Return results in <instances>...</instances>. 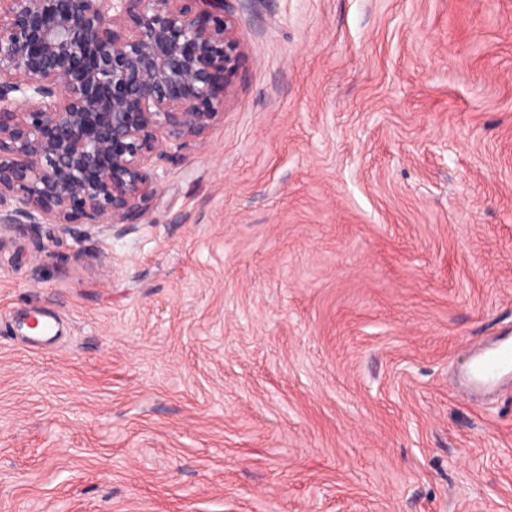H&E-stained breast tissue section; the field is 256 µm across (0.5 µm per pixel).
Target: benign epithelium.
I'll return each instance as SVG.
<instances>
[{
	"instance_id": "7a95c632",
	"label": "benign epithelium",
	"mask_w": 512,
	"mask_h": 512,
	"mask_svg": "<svg viewBox=\"0 0 512 512\" xmlns=\"http://www.w3.org/2000/svg\"><path fill=\"white\" fill-rule=\"evenodd\" d=\"M243 60L233 0H0V233L140 223Z\"/></svg>"
}]
</instances>
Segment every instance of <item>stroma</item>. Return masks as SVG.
Listing matches in <instances>:
<instances>
[{"label": "stroma", "mask_w": 512, "mask_h": 512, "mask_svg": "<svg viewBox=\"0 0 512 512\" xmlns=\"http://www.w3.org/2000/svg\"><path fill=\"white\" fill-rule=\"evenodd\" d=\"M235 8L143 223L0 234V512H512V0ZM508 338H501L491 347L478 352L466 372L471 389L485 391L496 388L503 380L512 379V346L501 344ZM493 350L490 353L488 351Z\"/></svg>", "instance_id": "obj_1"}]
</instances>
